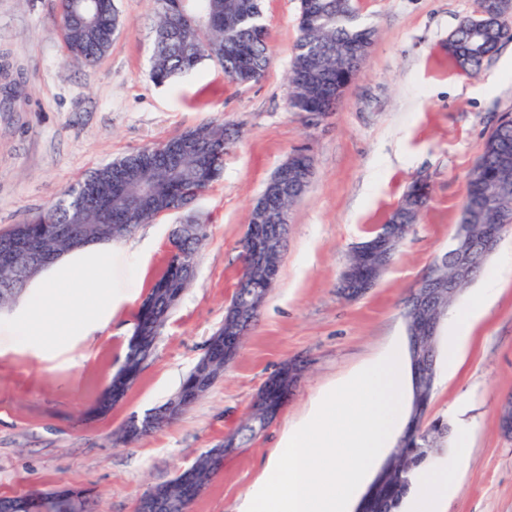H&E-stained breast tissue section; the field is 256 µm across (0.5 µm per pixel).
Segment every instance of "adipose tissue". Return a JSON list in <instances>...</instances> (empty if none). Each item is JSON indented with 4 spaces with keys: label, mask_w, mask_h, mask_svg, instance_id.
I'll use <instances>...</instances> for the list:
<instances>
[{
    "label": "adipose tissue",
    "mask_w": 512,
    "mask_h": 512,
    "mask_svg": "<svg viewBox=\"0 0 512 512\" xmlns=\"http://www.w3.org/2000/svg\"><path fill=\"white\" fill-rule=\"evenodd\" d=\"M113 254L108 246H87L71 251L34 282V289L20 301L22 335L53 347L58 336L76 330L90 336L112 315L120 297L112 288ZM512 273V250L505 252L499 272L489 274L477 300L450 313L447 363L455 365L461 342L484 306L498 295L500 271ZM456 483L454 467L421 473L407 502V512H442Z\"/></svg>",
    "instance_id": "ef3b65f1"
}]
</instances>
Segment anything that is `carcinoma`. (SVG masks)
I'll use <instances>...</instances> for the list:
<instances>
[{
  "mask_svg": "<svg viewBox=\"0 0 512 512\" xmlns=\"http://www.w3.org/2000/svg\"><path fill=\"white\" fill-rule=\"evenodd\" d=\"M157 23L153 43L150 80L156 85L195 69L205 60L217 63L224 76L238 84L260 81L270 61L261 0H192L191 7L200 22L183 19L177 0H154ZM84 0H59L61 32L72 61L88 66L97 63L110 49L119 28V14L112 0H96L87 12ZM308 18L299 24L288 76V104L294 112H320L322 104L310 96L309 74L322 69L340 80L348 76L342 66V52L349 46L369 49L375 30L360 22L352 0H312L305 7ZM449 54L463 71L475 75L483 61L494 54L504 40L512 39V27L502 23L474 36L460 26L451 34ZM194 150L178 155L168 171L140 172L143 161L163 155L165 142H159L94 169L82 180L20 224L0 231V245L18 234L40 241L47 252L60 257L70 250L68 227L76 222L86 226L92 243L113 240V218L137 212L135 226L154 222L172 206L187 207L220 178L224 168V139L234 140L235 131L222 120L191 130ZM499 180L512 181V126H499L486 137L482 152L472 168L463 201L461 223L487 224L488 211L495 205L505 217L512 218V195L485 202ZM412 194L404 195L392 216L411 228L419 212L409 208ZM207 238L206 224L194 221L179 243L184 259H194ZM30 282L21 268L0 272V311L11 308ZM190 283L181 279L174 261L149 291L153 297L162 292L183 295ZM142 353L128 344L124 362L131 377L144 369ZM257 420L250 415L234 436L241 446L257 435ZM448 434V425L434 420L417 434L405 435L406 447L396 448L377 473L358 504V512H400L411 488L413 475L427 470Z\"/></svg>",
  "mask_w": 512,
  "mask_h": 512,
  "instance_id": "cac0c4a2",
  "label": "carcinoma"
}]
</instances>
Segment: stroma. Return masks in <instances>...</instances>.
Here are the masks:
<instances>
[{
	"label": "stroma",
	"mask_w": 512,
	"mask_h": 512,
	"mask_svg": "<svg viewBox=\"0 0 512 512\" xmlns=\"http://www.w3.org/2000/svg\"><path fill=\"white\" fill-rule=\"evenodd\" d=\"M121 26L95 66L68 59L58 0H0V65L23 81L0 110V230L28 219L89 171L221 118L240 137L224 173L194 207L208 220L196 277L171 313L156 353L124 401L93 417L122 364L144 296L163 272L181 215L159 217L113 242V285L135 280L133 296L90 336L38 353L0 316V496L60 484L89 491L95 512H135L151 486L172 480L248 417L263 384L291 358L309 369L278 417L245 447L190 512H236L270 454L314 399L395 343L407 342L405 299L448 251L461 220L469 173L498 116L512 113V40L478 75L461 73L449 35L475 16L478 0H354L376 40L333 112L292 111L286 76L298 37L299 0H263L271 62L262 80L240 85L203 62L164 86L149 77L153 0H114ZM315 176L289 215L287 246L258 322L222 377L165 427L130 443L116 439L130 417L181 386L224 323L242 269L240 239L250 208L294 150ZM429 202L376 286L347 301L336 282L353 246L385 223L414 181ZM512 395V275L476 321L455 368L439 359L428 420L458 430L469 448L446 512H512V436L498 425Z\"/></svg>",
	"instance_id": "obj_1"
}]
</instances>
